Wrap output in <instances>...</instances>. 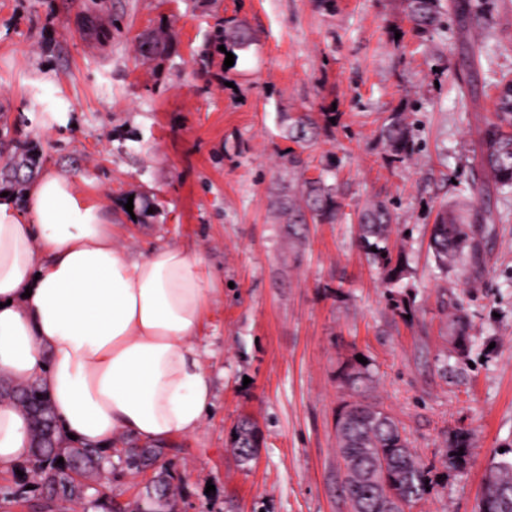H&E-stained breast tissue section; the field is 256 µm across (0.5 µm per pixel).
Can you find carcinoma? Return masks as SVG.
Returning <instances> with one entry per match:
<instances>
[{
    "label": "carcinoma",
    "mask_w": 512,
    "mask_h": 512,
    "mask_svg": "<svg viewBox=\"0 0 512 512\" xmlns=\"http://www.w3.org/2000/svg\"><path fill=\"white\" fill-rule=\"evenodd\" d=\"M410 18L415 27L428 30L441 21L440 0H407ZM448 9L455 15L473 21L478 18L473 0H449ZM251 35L243 22L224 20V47L232 52L248 48ZM316 124L304 113L294 120L289 138L294 142L314 137ZM409 122L403 114L395 117L386 127L384 137L397 156L408 153ZM483 154L481 170L470 184L473 193H482L487 180L497 186L512 187V111L495 108L493 120L482 133ZM301 194L314 221L333 220L339 215L336 189L325 184L322 177L304 181ZM358 239L360 247L372 260L397 280L404 269L392 265L391 253L385 246L391 233V212L384 201H373L358 212ZM432 247L436 257L453 262L463 257L470 247L469 225L464 217L453 210L441 209L433 224ZM369 377L368 366L358 361L347 364L344 378L350 389L362 394ZM22 405L36 417L35 451L31 467L39 477L40 485L51 498L84 499L94 489L104 451L78 443H66L58 435L48 398L39 386L20 390ZM231 445L241 461L251 460L256 448V434L251 424L243 420L235 428ZM337 447L347 465H354L367 478L363 482L344 480V487L353 512H382L378 508L385 492H390V510L405 512V508L423 499L432 486V470L423 464L411 449V442L399 423L379 405L365 400L347 406L345 424L336 426ZM469 434L458 432L450 440L444 455L445 469H458L467 463ZM162 451L152 447L125 449L124 469L135 473L157 466ZM63 463H57L58 459ZM168 469L160 467L153 483L145 487L143 498L129 510L112 503L110 512H161L168 505L172 493ZM482 500L490 504V512H512V461L491 463L486 477Z\"/></svg>",
    "instance_id": "carcinoma-1"
}]
</instances>
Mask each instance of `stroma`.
<instances>
[{
  "label": "stroma",
  "instance_id": "35a3bbf8",
  "mask_svg": "<svg viewBox=\"0 0 512 512\" xmlns=\"http://www.w3.org/2000/svg\"><path fill=\"white\" fill-rule=\"evenodd\" d=\"M481 3L478 22L446 13L422 32L406 0H0V165L28 159L0 190L20 200L40 174H71L119 245L182 246L214 279L196 342L215 407L163 447L175 512H351L336 414L359 356L364 399L436 475L406 512H479L492 461L512 459V192L484 195L494 220L472 224L476 255L442 268L431 248L438 211L471 200L495 83L512 76V0ZM232 17L253 39L228 67L218 24ZM157 33L164 50L143 58ZM301 112L320 126L294 168ZM400 112L404 159L382 138ZM317 176L340 187V215L294 235L275 199ZM373 200L392 212L396 283L358 242L355 212ZM244 418L260 437L247 463L230 446ZM460 429L468 461L448 470ZM36 483L26 463L0 473V512H31ZM470 439L469 434L457 432L450 440L449 448L444 455L443 465L445 469H458L467 463L469 455ZM463 448V455L457 456V453Z\"/></svg>",
  "mask_w": 512,
  "mask_h": 512
}]
</instances>
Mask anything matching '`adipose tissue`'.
<instances>
[{"mask_svg": "<svg viewBox=\"0 0 512 512\" xmlns=\"http://www.w3.org/2000/svg\"><path fill=\"white\" fill-rule=\"evenodd\" d=\"M213 293L183 247L116 245L66 173L0 196V378L45 389L61 435L108 451L195 434L214 407L194 343ZM31 453L30 415L1 397L0 472Z\"/></svg>", "mask_w": 512, "mask_h": 512, "instance_id": "ef3b65f1", "label": "adipose tissue"}]
</instances>
